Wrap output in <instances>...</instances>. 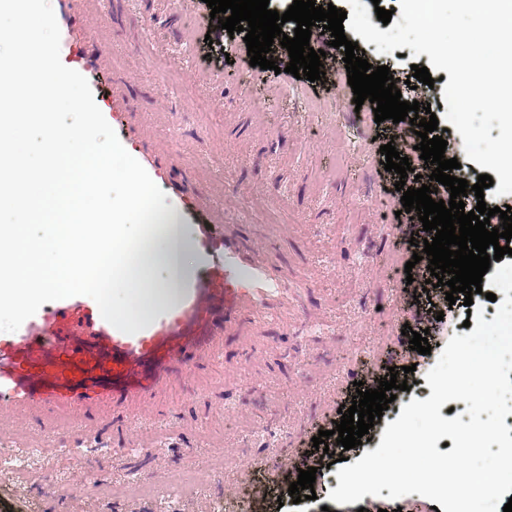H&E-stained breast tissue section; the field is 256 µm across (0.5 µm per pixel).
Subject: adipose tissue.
Here are the masks:
<instances>
[{
  "label": "adipose tissue",
  "instance_id": "1",
  "mask_svg": "<svg viewBox=\"0 0 512 512\" xmlns=\"http://www.w3.org/2000/svg\"><path fill=\"white\" fill-rule=\"evenodd\" d=\"M49 2L0 0V312L91 286L111 321L142 323L178 301L191 228L135 166L113 200L112 145L48 54Z\"/></svg>",
  "mask_w": 512,
  "mask_h": 512
}]
</instances>
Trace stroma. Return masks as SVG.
Masks as SVG:
<instances>
[{"mask_svg":"<svg viewBox=\"0 0 512 512\" xmlns=\"http://www.w3.org/2000/svg\"><path fill=\"white\" fill-rule=\"evenodd\" d=\"M71 7L94 29L104 70L123 86L127 121L167 160L151 182L153 203L179 208L172 190L181 187L218 217L192 227L184 285L202 294L197 323L211 322L238 293L237 276L212 263L225 235L249 236L291 290L276 319L224 334L212 357L192 361L177 387L144 404L97 406L74 415L73 426L47 431L25 414L0 420V448L47 451L23 473L0 470V512H163L158 480L190 454L197 486L182 512H433L416 494L348 504L328 497L340 459L352 464L376 450L395 414L375 421L358 447L331 438L323 453L312 442L340 420L356 382L376 389L391 368L413 383L397 400L410 403L452 335L466 332L463 300L448 303L445 287H426L422 265L405 268L419 222L403 212L399 176L385 170L380 147L416 143L412 128L375 122L372 103L355 107L337 81L345 51L331 47V35L318 44L325 78L312 82L286 73L290 57L277 42L276 70L250 66L242 34L212 20L205 0H111L106 10L98 0H72ZM368 61L389 67L403 100L444 117L440 71L432 70L433 88L405 84L412 65L429 67V58L393 52ZM295 87L323 111L284 96ZM68 301L81 304L84 319L100 310L94 289L60 293L24 315H0V345ZM407 325L426 333L430 354L411 350ZM76 331L65 327L50 351L16 353L21 379L78 389L126 372L108 337L76 347ZM273 419L280 425L273 444L246 436L247 425ZM75 448L87 449L84 466L101 492L71 487ZM311 467L316 497L294 502L288 488ZM130 480L154 494L131 495Z\"/></svg>","mask_w":512,"mask_h":512,"instance_id":"obj_1","label":"stroma"}]
</instances>
